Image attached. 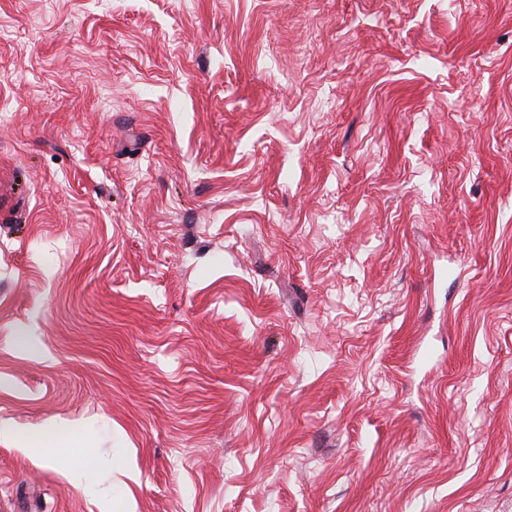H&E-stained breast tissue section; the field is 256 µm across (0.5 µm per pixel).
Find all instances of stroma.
Listing matches in <instances>:
<instances>
[{
  "instance_id": "obj_1",
  "label": "stroma",
  "mask_w": 512,
  "mask_h": 512,
  "mask_svg": "<svg viewBox=\"0 0 512 512\" xmlns=\"http://www.w3.org/2000/svg\"><path fill=\"white\" fill-rule=\"evenodd\" d=\"M0 512H512V0H0Z\"/></svg>"
}]
</instances>
